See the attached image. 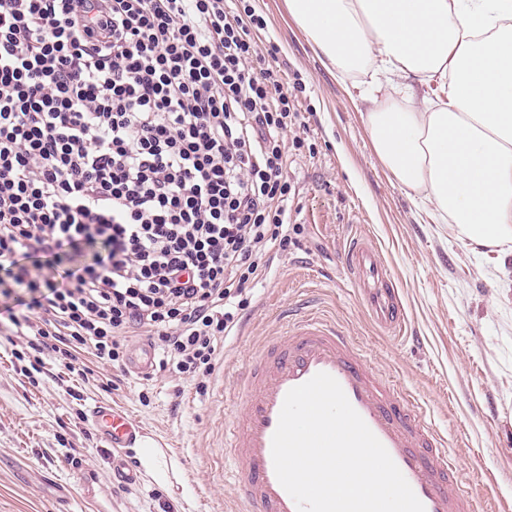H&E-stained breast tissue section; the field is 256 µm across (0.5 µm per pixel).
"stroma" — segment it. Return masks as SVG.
<instances>
[{"instance_id":"stroma-1","label":"stroma","mask_w":512,"mask_h":512,"mask_svg":"<svg viewBox=\"0 0 512 512\" xmlns=\"http://www.w3.org/2000/svg\"><path fill=\"white\" fill-rule=\"evenodd\" d=\"M266 21L254 39L276 67L303 127L288 131L313 151L289 152L296 190L288 221L304 231L276 255L254 300L228 337L205 392L170 372L145 377L86 358L92 379L33 384L14 367L0 334V512H239L232 475L222 472L224 424L244 404L237 378L265 337L281 331L283 311L309 302L340 322L378 371L410 389L446 437L464 490L488 512H512V255L472 250L448 225L419 210L373 151L362 102L336 81L289 18L284 0H250ZM371 238L406 309V332L384 335L340 263L355 229ZM115 379L112 391L102 378ZM148 393L149 403L139 400ZM100 403L125 408L175 458L167 486L146 475L121 487L112 453L92 427L71 432L69 418Z\"/></svg>"}]
</instances>
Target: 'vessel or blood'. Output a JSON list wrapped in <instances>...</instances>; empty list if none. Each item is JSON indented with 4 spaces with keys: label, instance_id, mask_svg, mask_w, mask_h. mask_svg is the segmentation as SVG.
I'll list each match as a JSON object with an SVG mask.
<instances>
[{
    "label": "vessel or blood",
    "instance_id": "obj_1",
    "mask_svg": "<svg viewBox=\"0 0 512 512\" xmlns=\"http://www.w3.org/2000/svg\"><path fill=\"white\" fill-rule=\"evenodd\" d=\"M341 264L375 323L402 335L407 315L392 273L363 232L350 237ZM287 317L284 330L265 340L241 377L245 413L224 427L225 453L243 512H298L276 477L272 436L287 392L319 372L339 382L425 512H478L476 498L457 487L444 437L431 427L414 396L379 374L366 352L323 311L301 307ZM90 421L111 448L136 447L145 434L138 421L112 405L95 406Z\"/></svg>",
    "mask_w": 512,
    "mask_h": 512
}]
</instances>
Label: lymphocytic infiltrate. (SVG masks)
Segmentation results:
<instances>
[{"mask_svg": "<svg viewBox=\"0 0 512 512\" xmlns=\"http://www.w3.org/2000/svg\"><path fill=\"white\" fill-rule=\"evenodd\" d=\"M244 0H0V326L122 368L145 332L205 390L289 225L300 112ZM50 256L49 266L19 256Z\"/></svg>", "mask_w": 512, "mask_h": 512, "instance_id": "f902f5d3", "label": "lymphocytic infiltrate"}]
</instances>
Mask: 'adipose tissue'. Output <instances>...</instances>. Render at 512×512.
Masks as SVG:
<instances>
[{"mask_svg":"<svg viewBox=\"0 0 512 512\" xmlns=\"http://www.w3.org/2000/svg\"><path fill=\"white\" fill-rule=\"evenodd\" d=\"M370 142L457 239L512 253V0H286Z\"/></svg>","mask_w":512,"mask_h":512,"instance_id":"obj_1","label":"adipose tissue"}]
</instances>
